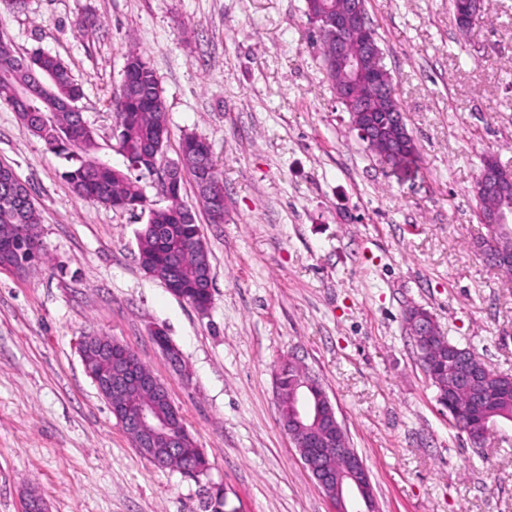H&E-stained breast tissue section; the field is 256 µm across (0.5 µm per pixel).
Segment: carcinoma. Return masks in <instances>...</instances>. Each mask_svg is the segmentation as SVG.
<instances>
[{
  "mask_svg": "<svg viewBox=\"0 0 512 512\" xmlns=\"http://www.w3.org/2000/svg\"><path fill=\"white\" fill-rule=\"evenodd\" d=\"M33 68L14 65L19 59L0 41V104L18 113L20 102L12 93L25 87L43 89L56 108L47 123L27 128L46 145L56 157L66 162L61 177L79 197L125 210L147 213L146 223L166 227L167 236L159 239L138 233V256L152 261V275L167 277L169 266L184 245L192 240L195 246L181 256L178 280L184 288L183 299L196 308H206L210 297L202 294L201 281L211 277L208 250L198 232V224L189 222L180 213L185 205L181 189H176L173 200L165 208H146V195L141 181L144 173L157 172L159 159L169 139L168 113L160 82L147 59L136 50L126 54L124 70L131 77L134 88L118 95L113 102V114L118 151L124 158L120 167H114L97 156L98 145L94 130L79 125L72 106L81 98L82 89L75 82L68 67L57 57L36 51ZM201 138L186 134L182 138L178 163L189 173L202 164L215 167L213 159L201 150ZM40 214L27 186L8 166L0 165V238L7 237L12 245L11 264L26 270L44 257L42 248H33L38 236ZM486 412L496 422L512 423V397L497 398L485 404ZM199 461L203 475L208 460L201 449L191 446L181 450L179 457L169 464L178 470Z\"/></svg>",
  "mask_w": 512,
  "mask_h": 512,
  "instance_id": "carcinoma-1",
  "label": "carcinoma"
}]
</instances>
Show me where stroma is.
I'll use <instances>...</instances> for the list:
<instances>
[{
    "label": "stroma",
    "mask_w": 512,
    "mask_h": 512,
    "mask_svg": "<svg viewBox=\"0 0 512 512\" xmlns=\"http://www.w3.org/2000/svg\"><path fill=\"white\" fill-rule=\"evenodd\" d=\"M419 160L397 175L350 130L306 39L305 0H29L0 15L17 55L68 66L98 155L119 166L112 101L125 54L156 71L164 161L207 141L224 221L199 215L212 268L202 313L138 260L146 217L76 196L59 159L0 105V164L40 212L47 258L0 269V512H332L279 421L275 372L318 378L365 461L377 512H512V424L482 446L448 422L404 314L512 374V285L475 242L486 155L512 172V0H484L462 33L450 0H367ZM182 354L174 368L153 339ZM130 346L168 388L209 470L154 467L79 355L82 336ZM406 315L410 318L415 325L417 336H424L426 342L424 346L420 349L419 356L423 359L426 355L429 343L428 340L430 336L433 335V331L435 330L436 324L433 316L421 307H411L407 310Z\"/></svg>",
    "instance_id": "35a3bbf8"
}]
</instances>
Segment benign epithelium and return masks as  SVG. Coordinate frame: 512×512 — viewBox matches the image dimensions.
Segmentation results:
<instances>
[{
    "instance_id": "1",
    "label": "benign epithelium",
    "mask_w": 512,
    "mask_h": 512,
    "mask_svg": "<svg viewBox=\"0 0 512 512\" xmlns=\"http://www.w3.org/2000/svg\"><path fill=\"white\" fill-rule=\"evenodd\" d=\"M481 11V0H454L453 19L459 26L473 23ZM307 13L312 26L327 42V72L341 77L335 85L336 98L352 109V129L376 151L381 164L397 169L392 160L406 151L408 134L402 116L396 111L383 51L369 28L365 0H346L334 13L320 0H307ZM356 36L363 41V51L352 54L348 43ZM364 86L373 88L376 98L384 102L379 111L366 109L360 94ZM485 168L488 172L474 184V193L488 199L487 208L478 215L489 234L488 243L481 245L480 251L489 262L507 260L512 257V247L507 246L512 241V206L505 197L512 192V173L492 157L486 159ZM197 181L202 188L199 204L207 207L214 219L221 220L223 184L215 180L214 170L209 167L198 171ZM406 315L415 325L417 335L426 338L433 335L436 324L430 312L413 306ZM154 337L170 362L180 365L181 353L165 332L158 328ZM80 355L87 374L135 446L148 453L159 437L165 438L172 453L186 446V428L175 426L155 406H139L124 413V399L132 389H150L170 399L166 385L141 370V360L131 348L105 336L88 334L82 337ZM438 401L448 409L451 421L460 426L472 445L485 442L495 421L478 411L458 407L443 393ZM291 403L286 430L296 429L309 435V439L297 445L298 453L306 460L310 450L317 447L316 430L322 423L337 419L336 410L321 384L303 370L299 371ZM334 451L336 460L343 465L336 469V495L329 498L333 512H375L371 479L362 458L346 444L336 446Z\"/></svg>"
}]
</instances>
